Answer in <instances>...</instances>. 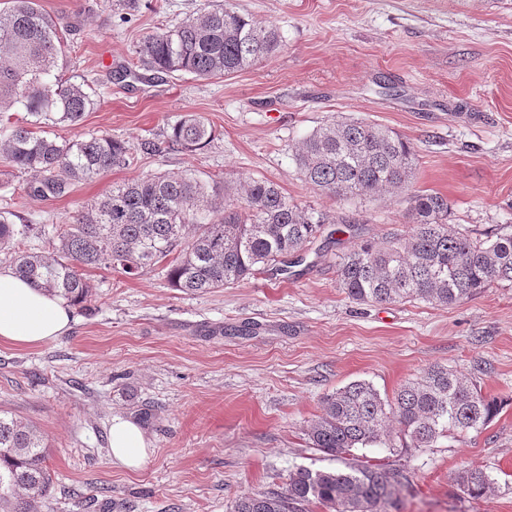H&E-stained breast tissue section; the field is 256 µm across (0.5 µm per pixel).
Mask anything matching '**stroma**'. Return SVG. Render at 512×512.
Instances as JSON below:
<instances>
[{
    "mask_svg": "<svg viewBox=\"0 0 512 512\" xmlns=\"http://www.w3.org/2000/svg\"><path fill=\"white\" fill-rule=\"evenodd\" d=\"M39 3L66 32L68 74L101 99L80 125L56 127L59 140L97 132L136 148L162 140L186 112L207 118L217 138L195 152L140 155L61 199L30 196L29 174L0 162V203L33 227L25 250L44 251V232L112 184L158 170L231 187L266 179L349 230L294 274L214 291L172 288L160 264L135 278L87 268L96 302L74 311L65 336L0 343V411L37 425L48 444L54 483L38 512H233L241 496L285 489L296 467H331L307 436L326 394L365 380L390 399L435 366L504 406L483 430L430 448L360 449L410 479L389 512H512V283L448 307L353 302L336 283L338 255L365 239L407 237L405 206L386 195L336 201L292 161L316 128L363 118L413 144L414 187L446 196L450 223L512 233V0H233L273 24L283 45L212 79L139 68L115 76L143 33L174 26L202 0H135L124 22L112 0ZM116 416L151 443L139 471L110 457ZM468 466L496 480L481 498L454 480Z\"/></svg>",
    "mask_w": 512,
    "mask_h": 512,
    "instance_id": "obj_1",
    "label": "stroma"
}]
</instances>
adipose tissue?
<instances>
[{
	"label": "adipose tissue",
	"mask_w": 512,
	"mask_h": 512,
	"mask_svg": "<svg viewBox=\"0 0 512 512\" xmlns=\"http://www.w3.org/2000/svg\"><path fill=\"white\" fill-rule=\"evenodd\" d=\"M71 320L72 310L64 299L0 267V342L35 347L64 335ZM109 450L113 462L137 470L148 460L151 446L137 423L117 416L112 420Z\"/></svg>",
	"instance_id": "1"
}]
</instances>
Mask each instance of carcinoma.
Listing matches in <instances>:
<instances>
[{
	"label": "carcinoma",
	"mask_w": 512,
	"mask_h": 512,
	"mask_svg": "<svg viewBox=\"0 0 512 512\" xmlns=\"http://www.w3.org/2000/svg\"><path fill=\"white\" fill-rule=\"evenodd\" d=\"M282 40L230 3H210L172 28H157L135 47L136 67L199 79L230 74L273 57ZM0 132L3 159L30 172L29 194L62 198L74 181H92L114 167L137 163L131 145L107 134L58 143L48 124H80L97 105L87 81L64 77V38L38 0H11L0 9ZM23 111L13 123L7 112ZM216 137L211 124L186 112L162 143L145 139L146 154L193 152ZM298 173L314 190L339 201L386 192L407 203L413 224L405 238L366 241L338 257L336 282L357 303L420 299L437 306L468 300L496 283H512V234L473 238L448 223V198L413 187L415 149L387 127L350 118L333 119L307 136L294 155ZM0 211V252L35 287L89 310L92 287L83 267L108 265L129 277L165 260L171 286L204 292L247 280L268 269L285 271L321 236L324 213L288 200L280 187L253 179L231 193L193 173L157 171L114 184L90 208L60 225L49 252L20 250L32 231ZM173 260H168V257ZM500 403L463 383L456 372L433 367L402 386L394 401L364 380L326 395L311 425L312 447L343 468L300 466L283 491H257L238 500L235 512H387L410 486L400 469H387L352 450L382 445L430 448L442 436L484 429ZM394 418L393 437L385 425ZM47 443L34 424L0 411V512H35L53 485ZM456 483L472 498L487 494L495 479L477 467L458 472Z\"/></svg>",
	"instance_id": "carcinoma-1"
}]
</instances>
